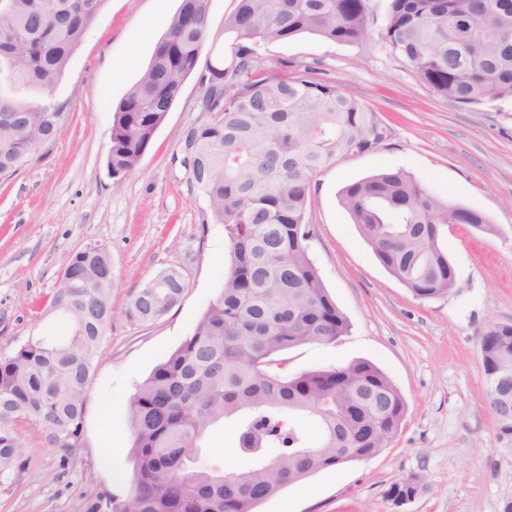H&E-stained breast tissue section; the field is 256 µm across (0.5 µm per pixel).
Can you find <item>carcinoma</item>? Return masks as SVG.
<instances>
[{"label":"carcinoma","instance_id":"obj_1","mask_svg":"<svg viewBox=\"0 0 512 512\" xmlns=\"http://www.w3.org/2000/svg\"><path fill=\"white\" fill-rule=\"evenodd\" d=\"M104 0H0V180L58 140L68 120L55 86ZM211 0H182L138 81L112 113L107 166L119 186L131 175L195 70ZM372 0H237L224 20L231 67L209 65L201 111L210 119L184 137L188 179L230 243L219 297L193 333L135 388L131 495L92 512H256L315 471L387 448L406 404L375 364L290 374L281 354L332 343L349 322L309 257L305 221L317 175L342 156L376 151L390 128L365 103L309 66L274 75L261 48L308 33L338 44L365 41ZM381 39L433 92L459 105L512 100V0H389ZM342 202L381 265L415 297L448 294L455 271L440 244L450 224L490 233L480 212L432 194L403 169L347 185ZM108 250L70 259L75 278L51 308L69 311V335L27 341L0 354V487L22 468L16 424L41 425L49 442L80 446L86 394L112 326ZM187 288L168 269L144 283L125 309L134 325L153 323ZM486 399L498 440L512 443V323L493 322L480 339ZM315 421L301 426L297 416ZM232 423L238 447L257 448L244 472L194 467L204 431ZM409 473L385 492L408 494Z\"/></svg>","mask_w":512,"mask_h":512}]
</instances>
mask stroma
I'll return each instance as SVG.
<instances>
[{"instance_id":"obj_1","label":"stroma","mask_w":512,"mask_h":512,"mask_svg":"<svg viewBox=\"0 0 512 512\" xmlns=\"http://www.w3.org/2000/svg\"><path fill=\"white\" fill-rule=\"evenodd\" d=\"M180 4L105 0L53 92L68 112L64 133L0 182V352L66 334L50 303L71 255L88 246L109 250L115 311L88 388L80 447L65 452L39 424L18 422L24 466L0 488V512H76L106 497L128 499V398L192 333L223 287L230 243L187 182L182 142L205 118L199 101L208 64L234 58L224 19L236 0H211L198 65L134 173L117 187L107 168L112 110ZM372 4L375 22L363 43L301 34L262 50L276 74L288 65L318 68L392 132L379 150L339 160L311 187L309 255L350 328L333 343L303 345L285 357L292 373L369 360L400 391L406 417L378 455L316 471L258 512H501L512 498V446L494 431L479 341L490 323H512V101L461 106L438 96L381 40L388 0ZM398 168L496 226L492 234L467 224L443 229L441 245L456 272L447 296L414 297L380 264L341 202L348 184ZM169 268L187 281L180 303L152 324L127 322L123 308ZM200 457L222 471L252 463L228 423L206 430ZM413 472L423 476L425 492L394 508L385 490Z\"/></svg>"}]
</instances>
